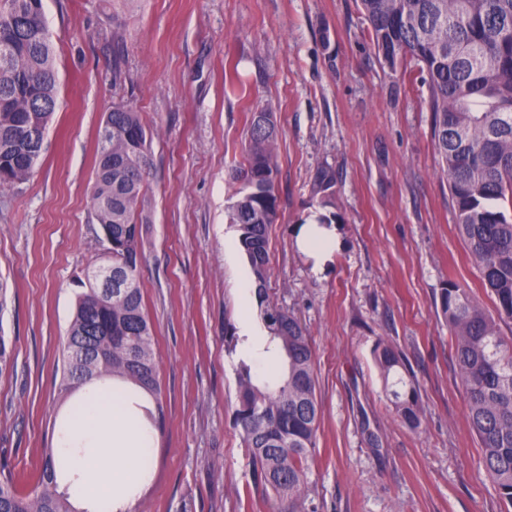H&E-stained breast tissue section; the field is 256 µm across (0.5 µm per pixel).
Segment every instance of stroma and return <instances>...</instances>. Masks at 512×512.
<instances>
[{"mask_svg":"<svg viewBox=\"0 0 512 512\" xmlns=\"http://www.w3.org/2000/svg\"><path fill=\"white\" fill-rule=\"evenodd\" d=\"M44 12L60 108L33 176L0 189V460L21 490H35L69 405L60 382L76 279L102 250L98 133L124 101L152 136L140 285L167 410L133 512H278L252 486L234 424L237 373L254 358L232 338L246 317L266 329L226 221L228 172L264 106L280 194L267 288L307 330L321 408L304 512H512L482 466L439 295L452 281L492 301L455 228L427 88L381 62L360 0H132L115 12L44 0ZM322 171L334 179L326 208ZM313 214L335 216L342 241L320 272L296 245ZM381 339L415 377L419 429L384 390Z\"/></svg>","mask_w":512,"mask_h":512,"instance_id":"obj_1","label":"stroma"}]
</instances>
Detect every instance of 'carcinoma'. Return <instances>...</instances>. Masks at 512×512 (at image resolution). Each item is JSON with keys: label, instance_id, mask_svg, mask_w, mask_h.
Wrapping results in <instances>:
<instances>
[{"label": "carcinoma", "instance_id": "cac0c4a2", "mask_svg": "<svg viewBox=\"0 0 512 512\" xmlns=\"http://www.w3.org/2000/svg\"><path fill=\"white\" fill-rule=\"evenodd\" d=\"M373 46L390 69L425 76L432 137L448 184L458 233L495 299L490 313L467 288L448 282L440 311L455 345L471 428L486 472L512 503V0H360ZM59 108V74L43 0H0V187L32 176ZM243 162L229 172L237 188L227 206L255 297L281 369L259 381L243 363L237 376L240 427L255 488L271 492L280 512H303L320 408L313 351L302 323L274 303L269 228L279 209L277 125L266 108L251 113ZM152 168L151 138L141 113L112 106L103 121L93 171L92 203L104 247L78 280L73 320L63 344L61 387L73 393L95 380L131 382L151 398L143 408L162 430L153 326L140 288L144 185ZM112 269V287L99 270ZM374 361L397 417L417 429L421 408L403 353L378 342ZM0 512H78L48 453L37 489L22 493L0 466Z\"/></svg>", "mask_w": 512, "mask_h": 512}]
</instances>
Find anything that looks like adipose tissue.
Here are the masks:
<instances>
[{
	"label": "adipose tissue",
	"mask_w": 512,
	"mask_h": 512,
	"mask_svg": "<svg viewBox=\"0 0 512 512\" xmlns=\"http://www.w3.org/2000/svg\"><path fill=\"white\" fill-rule=\"evenodd\" d=\"M297 245L319 267L335 250L337 238L331 228L312 222L300 228ZM148 401L144 391L129 383L120 394L101 385L78 393L70 423L56 438L58 453L83 451L74 461L81 474L71 486L76 503L102 499L108 512H132L144 483L141 470L155 455L153 431L138 410Z\"/></svg>",
	"instance_id": "obj_1"
}]
</instances>
